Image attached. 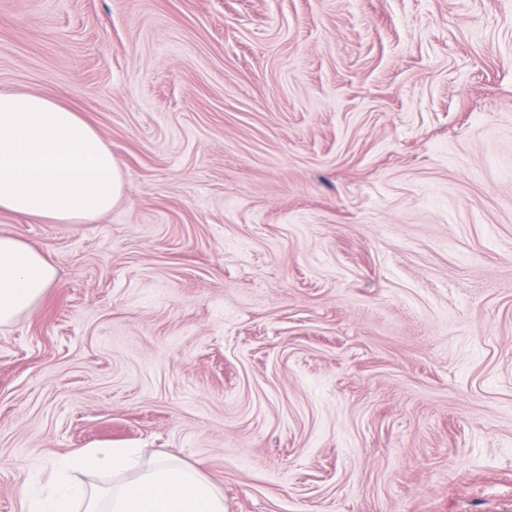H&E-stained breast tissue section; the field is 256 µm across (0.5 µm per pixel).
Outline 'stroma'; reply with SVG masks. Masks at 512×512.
<instances>
[{
	"mask_svg": "<svg viewBox=\"0 0 512 512\" xmlns=\"http://www.w3.org/2000/svg\"><path fill=\"white\" fill-rule=\"evenodd\" d=\"M0 92L123 178L0 211L58 270L0 327V512L103 444L224 512H512V0H0Z\"/></svg>",
	"mask_w": 512,
	"mask_h": 512,
	"instance_id": "obj_1",
	"label": "stroma"
}]
</instances>
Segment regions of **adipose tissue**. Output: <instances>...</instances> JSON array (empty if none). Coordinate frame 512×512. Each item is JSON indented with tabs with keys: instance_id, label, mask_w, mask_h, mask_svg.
<instances>
[{
	"instance_id": "adipose-tissue-1",
	"label": "adipose tissue",
	"mask_w": 512,
	"mask_h": 512,
	"mask_svg": "<svg viewBox=\"0 0 512 512\" xmlns=\"http://www.w3.org/2000/svg\"><path fill=\"white\" fill-rule=\"evenodd\" d=\"M123 178L96 130L47 97L0 92V210L85 224L121 198ZM57 279L34 247L0 234V326L33 309ZM75 472L111 476L102 492ZM51 489L23 495L22 512H224L223 494L194 466L140 448H83L54 468Z\"/></svg>"
}]
</instances>
